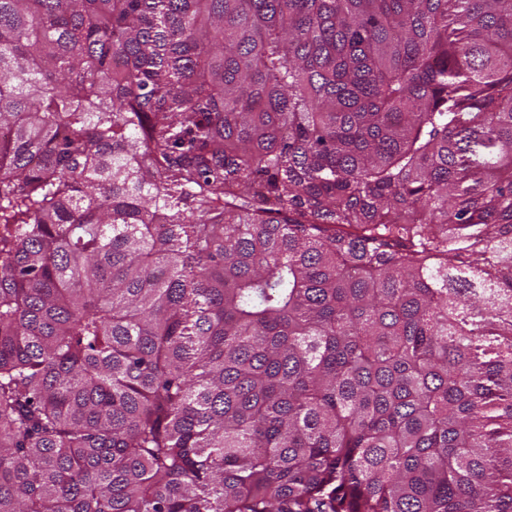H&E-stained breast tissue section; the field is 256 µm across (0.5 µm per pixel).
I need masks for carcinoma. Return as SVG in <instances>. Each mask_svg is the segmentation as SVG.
I'll use <instances>...</instances> for the list:
<instances>
[{"mask_svg": "<svg viewBox=\"0 0 512 512\" xmlns=\"http://www.w3.org/2000/svg\"><path fill=\"white\" fill-rule=\"evenodd\" d=\"M0 512H512V0H0Z\"/></svg>", "mask_w": 512, "mask_h": 512, "instance_id": "obj_1", "label": "carcinoma"}]
</instances>
